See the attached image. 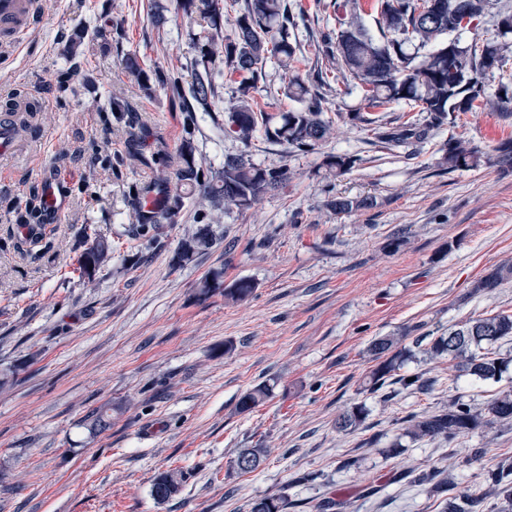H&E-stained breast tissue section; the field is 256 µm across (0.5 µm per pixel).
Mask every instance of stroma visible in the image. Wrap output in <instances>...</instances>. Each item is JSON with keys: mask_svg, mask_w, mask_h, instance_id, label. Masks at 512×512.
Masks as SVG:
<instances>
[{"mask_svg": "<svg viewBox=\"0 0 512 512\" xmlns=\"http://www.w3.org/2000/svg\"><path fill=\"white\" fill-rule=\"evenodd\" d=\"M286 2L306 12L293 30L297 68L315 82L321 37L337 27L332 0ZM40 3L24 42L0 47V111L21 105L17 151L0 157V512H248L268 495L284 496L287 512H320L328 497L346 512H440L425 491L391 481L412 467L452 472L454 494L484 492V467L512 455L511 425L479 429L452 448L424 439L393 458L384 450L409 414L454 399L483 410L512 390V369L481 382L449 359L419 356L402 371L435 379L433 391L384 401L367 389L369 348L380 336H444L468 318L512 313V281L474 290L512 264V173L439 164L450 135L488 150L512 138V117L460 113L423 142L387 150L368 125L347 120L362 111V91L343 72L324 89L335 132L308 153L262 138L244 147L225 135L223 113H197L195 155L205 168L241 154L292 178L251 209L225 213L214 242L178 265L182 239L202 221L195 205L155 236L133 238L128 226L137 192L160 182L180 188L187 115L122 67L135 53L190 83L196 52L174 0ZM155 11L163 26L151 24ZM72 44L80 69L63 94L57 81ZM114 96L127 101L130 121L109 112ZM336 154L357 159L338 178L323 165ZM51 180L66 205L33 246L19 217ZM338 193L377 205L339 214L326 206ZM87 226L112 243L90 286L73 271ZM216 272L227 286L250 280L253 295L199 299ZM261 383L270 397L240 412L241 396ZM357 403L369 411L367 429L337 431L338 415ZM106 404L112 426L101 432L91 413ZM257 444L269 449L264 462L239 472L238 452ZM474 448L481 457L467 461ZM351 457L359 465L344 468ZM174 468L184 473L181 488L157 503L153 480ZM371 484L380 493L363 496Z\"/></svg>", "mask_w": 512, "mask_h": 512, "instance_id": "obj_1", "label": "stroma"}]
</instances>
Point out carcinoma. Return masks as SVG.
<instances>
[{
	"label": "carcinoma",
	"mask_w": 512,
	"mask_h": 512,
	"mask_svg": "<svg viewBox=\"0 0 512 512\" xmlns=\"http://www.w3.org/2000/svg\"><path fill=\"white\" fill-rule=\"evenodd\" d=\"M443 11L438 19L426 20L434 11L435 0H378L376 25L381 34L377 39L358 23L363 11L361 0H337L336 11L350 16V21L339 23V28L325 35L324 54L328 63L338 70L349 73L360 82L363 101L368 109L385 108L401 102L426 113L424 122L412 121L395 129L384 130L377 120L364 112H356L350 120L372 126L374 138L384 148L398 147L427 138L429 131L445 124L458 112H469L477 108L475 102L485 110L499 112L505 118L512 117V89L502 85L493 93L486 92L477 80V75L500 69L505 58L512 53V40L508 36L512 29H497L487 38L474 34L470 44L453 58H448V44L461 42V35L471 31L472 23L480 20L489 11L492 0H467L470 22L465 24L454 18L458 0H440ZM236 6L234 37L224 36V0H176L177 10L186 20L198 27L192 32L196 58L192 64V81L183 85L175 72L159 68L145 69L137 55L127 54L123 66L126 71L145 88L155 83L164 88L172 100L180 103L181 111L190 113L189 122H194L193 113L209 112L219 98L215 77L227 67L230 73L241 77L237 94L229 98L224 107V134L249 146L261 131L266 139L285 143L302 152L313 149L330 137L333 121L324 117V97L312 86L294 74L298 62L299 44L291 40L289 27L294 18L288 13L284 0H232ZM274 61L288 74L283 86V95L300 104L298 109L281 113L280 122L272 123L269 116L255 100L252 92L262 77L267 62ZM196 148L192 132H187L180 147L181 168L178 177L183 183L198 190L195 203L210 211L213 220L220 221L224 212L233 208L246 210L258 202L263 195L282 187L290 178L286 168H263L242 155L224 157L223 166L204 173L195 159ZM441 163L448 170L476 168L486 162L500 171L512 172V139L500 141L492 154L483 152L478 146L461 136H450L441 148ZM356 160L345 155L326 157L327 171L343 175ZM185 206V197L169 194L164 197L158 213L160 218L178 215ZM327 206L338 213L354 209H372L376 200L372 196L352 199L333 195ZM29 216L35 223L28 224L27 234L31 243H38L43 236L44 223L50 219L43 201H38ZM213 240V231L208 224L201 225L181 242L174 256L178 264L188 261L196 249ZM76 267L83 282H92L93 276L110 259L112 243L84 236ZM512 278V266L495 268L474 288L491 292L502 282ZM254 290L248 280H239L224 289V296L235 300L249 298ZM512 338V314L504 312L469 318L448 328V335L437 336L427 344L416 338L418 351L430 357L447 356L456 361L458 372L477 380H497L512 364L498 356L493 346ZM371 351L378 360L371 371L369 390L385 389L387 378L392 376L415 356V351L389 336L373 340ZM396 377L402 389L414 394L426 395L434 389L435 380L422 374ZM270 395L267 384H258L239 400V409L248 411L263 403ZM487 416L473 411L470 405L453 400L448 409L418 417L410 414L404 419L405 436L412 441L429 438L445 443L452 448L460 437L479 428L487 427L498 420L512 419V390L503 392L488 401ZM368 409L356 404L338 416L336 429L353 432L364 425ZM265 448H243L238 458H248L252 467L240 472L257 470L267 456ZM393 479L410 486L425 487L442 499V512H483L484 502L494 497L502 503L501 512H512V459L505 457L491 465L485 472L487 489L481 495L448 496L454 486V477L435 467L429 469H406L394 473ZM183 482L182 471L173 469L157 476L151 486V495L159 503L174 497ZM284 497L270 495L257 498L250 504L249 512H286Z\"/></svg>",
	"instance_id": "obj_1"
}]
</instances>
